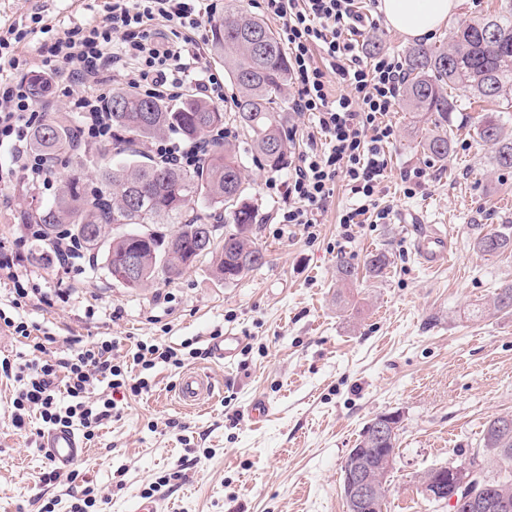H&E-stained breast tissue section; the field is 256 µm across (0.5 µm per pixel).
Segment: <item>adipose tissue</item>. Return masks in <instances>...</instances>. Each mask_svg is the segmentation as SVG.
<instances>
[{"label":"adipose tissue","instance_id":"ef3b65f1","mask_svg":"<svg viewBox=\"0 0 512 512\" xmlns=\"http://www.w3.org/2000/svg\"><path fill=\"white\" fill-rule=\"evenodd\" d=\"M459 0H380L390 28L410 39H422L447 26Z\"/></svg>","mask_w":512,"mask_h":512}]
</instances>
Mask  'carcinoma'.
<instances>
[{"instance_id": "carcinoma-1", "label": "carcinoma", "mask_w": 512, "mask_h": 512, "mask_svg": "<svg viewBox=\"0 0 512 512\" xmlns=\"http://www.w3.org/2000/svg\"><path fill=\"white\" fill-rule=\"evenodd\" d=\"M211 28L212 56L224 64V76L236 89L230 110L191 94L171 104L135 92H114L104 101L112 117V138L106 145L81 139L71 115L49 118L36 129L33 146L54 165L62 158L76 159V169L51 203L25 209L21 223L42 225L47 242L59 226H68L87 252L105 255L109 269L136 253L143 285L160 274L168 280L179 277L203 257L210 258L216 276L226 282L266 263V250L253 240L256 211L246 196L241 159L231 143L214 140L211 133L229 119L246 129L263 165L274 171L286 168L291 146L280 101L290 80L288 60L274 31L240 8L213 18ZM402 65L403 101L434 124L419 146L426 156L444 163L455 137L448 128V113L458 103L452 91L495 102L502 112L512 110V4L461 21L446 46L409 47ZM498 112L477 115L473 133L494 149L497 169L512 170V132ZM160 133L201 144L198 161L192 166L160 163L149 151ZM107 155L110 162L96 166L97 186L87 189L84 163ZM220 222L232 228L218 241ZM166 224L177 229L168 233ZM131 225L141 229L127 230ZM474 248L484 255L512 249V226L504 224L477 237ZM354 278V268L338 261V287H347ZM490 306L496 313L512 312V283L496 289ZM398 440L399 431L379 436L368 425L359 436L357 447L378 465V489L369 512H388L387 477ZM460 466L476 473L479 495L512 504V414L487 420L482 451Z\"/></svg>"}]
</instances>
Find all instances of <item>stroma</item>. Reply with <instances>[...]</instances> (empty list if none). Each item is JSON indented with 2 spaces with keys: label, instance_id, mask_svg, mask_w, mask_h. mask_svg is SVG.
<instances>
[{
  "label": "stroma",
  "instance_id": "obj_1",
  "mask_svg": "<svg viewBox=\"0 0 512 512\" xmlns=\"http://www.w3.org/2000/svg\"><path fill=\"white\" fill-rule=\"evenodd\" d=\"M103 0H0V26L27 24L41 14L56 27L101 18ZM490 102L457 109L449 121L457 144L447 163L418 147L433 129L397 103L389 120L390 172L377 196L387 219L338 224L354 197L337 180L321 222L312 231L275 223L288 202L268 189L271 172L251 152L239 128L226 137L243 160L257 210L255 237L267 263L232 282L218 281L203 259L181 277L156 278L130 289L113 281L104 260L59 285L37 244L26 245L27 272L45 302L17 310V318L57 340L108 339L123 356L144 342L159 347L192 343L199 358L183 368L164 363L144 371L148 392L101 425L77 462L75 483L43 482L52 470L41 446L39 416L27 430L11 421L13 388L0 382V512H72L83 494L87 512H128L132 499L163 498V512H347L341 464L376 416L401 417L399 453L391 472L389 512H448L427 501L417 479L429 468L457 464L481 446L485 422L512 413V314L476 315L496 288L512 283V252L484 255L475 238L512 221V171L497 170L492 149L470 136L473 117ZM427 170L416 196L404 175ZM67 167H56L46 187L23 192L20 181L0 187V239L14 241L16 217L31 202L50 203ZM436 227L448 238L450 260L423 266L414 242ZM383 251L382 275L365 269ZM358 272L344 306L336 304V261ZM237 335L244 344L232 361L208 354L214 337ZM209 377L214 393L189 407L177 397L184 371ZM272 413L253 420L255 398Z\"/></svg>",
  "mask_w": 512,
  "mask_h": 512
}]
</instances>
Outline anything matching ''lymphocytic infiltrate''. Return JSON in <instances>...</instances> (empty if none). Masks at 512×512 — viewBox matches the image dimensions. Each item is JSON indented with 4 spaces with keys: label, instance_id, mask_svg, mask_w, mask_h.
I'll return each instance as SVG.
<instances>
[{
    "label": "lymphocytic infiltrate",
    "instance_id": "f902f5d3",
    "mask_svg": "<svg viewBox=\"0 0 512 512\" xmlns=\"http://www.w3.org/2000/svg\"><path fill=\"white\" fill-rule=\"evenodd\" d=\"M250 4L278 22L295 88L293 109L311 116L321 135L320 143L310 145L277 186L288 201L279 221L314 227L341 177L355 198L339 218L341 228L350 229L374 207L389 171L394 129L385 117L398 97L402 63L388 53H366L365 37L380 21L361 12L356 0ZM103 10V19L58 28L46 52L32 46L45 26L0 30V153L8 159L0 166V181L19 177L36 187L48 179L46 157L31 148L45 111L33 98L25 74L46 75L57 86H77L72 110L86 141L112 136L111 116L102 109L99 87L115 71L144 96L162 99L191 92L223 100L224 81L205 65V48L194 36L213 16L209 0H106ZM334 82L345 86V93L333 95ZM40 233V225L27 224L18 243L0 240V271L12 283L8 308H19L39 295L29 285L28 256L20 245ZM6 310L0 308V324L29 346L24 363L0 362V372L17 384L12 401L16 429H25L35 411L46 427L78 426L90 439L112 417L118 397L148 391L145 379L133 378L115 364L111 340L85 344L73 336L59 355L52 349L54 337L33 335L26 322ZM102 383L108 394L94 398Z\"/></svg>",
    "mask_w": 512,
    "mask_h": 512
}]
</instances>
